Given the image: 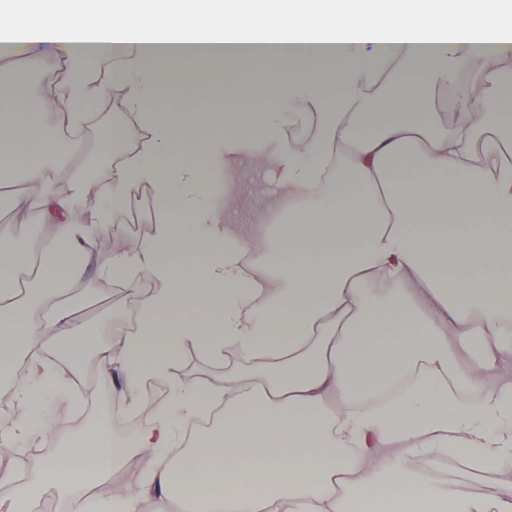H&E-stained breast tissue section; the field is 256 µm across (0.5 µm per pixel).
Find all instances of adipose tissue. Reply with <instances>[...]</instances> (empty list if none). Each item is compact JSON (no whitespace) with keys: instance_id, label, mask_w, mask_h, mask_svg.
Wrapping results in <instances>:
<instances>
[{"instance_id":"ef3b65f1","label":"adipose tissue","mask_w":512,"mask_h":512,"mask_svg":"<svg viewBox=\"0 0 512 512\" xmlns=\"http://www.w3.org/2000/svg\"><path fill=\"white\" fill-rule=\"evenodd\" d=\"M261 24L285 35L251 59L300 55L304 66L260 88L225 85L211 42ZM0 39L27 50L0 86V182L25 159L33 220L51 227L25 256L0 233V274L34 276L23 297L0 283V378L16 407L0 423V457L33 450L21 484L0 469L14 486L0 512H38L49 494L76 512H349L355 500L377 512H512L511 484L472 500L412 466L512 471V372L501 370L512 363V166L491 175L480 158L512 148V23L498 0H47L1 11ZM323 59L344 67L311 68ZM61 62L62 134L30 111L28 83ZM465 70L452 121L434 95ZM107 71L130 120L102 146L135 147L61 191L55 162L81 152ZM201 83L273 103L202 112L190 104ZM167 95L181 107L156 111ZM292 115L306 135L289 131ZM244 153L280 174L272 211L249 232L210 203L213 165L233 177ZM137 185L152 189L153 232L102 256L98 274L123 281L139 326L95 356L101 377L121 372V399L145 424L125 446L101 425L38 454L54 429L29 415L86 357L65 281L95 246L93 224ZM58 335L69 339L62 370L41 357ZM187 345L223 363L222 386L176 380L173 351ZM160 379L168 400L145 401ZM218 404V425L188 438ZM132 454L142 480L90 498Z\"/></svg>"}]
</instances>
